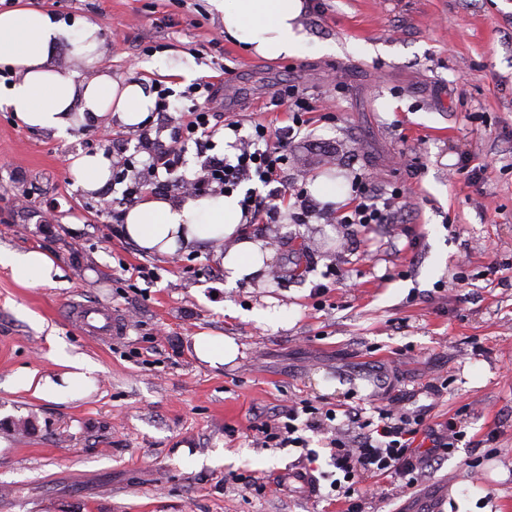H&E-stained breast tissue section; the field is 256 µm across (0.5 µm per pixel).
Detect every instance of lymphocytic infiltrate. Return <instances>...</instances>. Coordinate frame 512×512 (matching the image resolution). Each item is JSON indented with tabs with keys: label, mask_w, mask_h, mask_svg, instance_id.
I'll return each mask as SVG.
<instances>
[{
	"label": "lymphocytic infiltrate",
	"mask_w": 512,
	"mask_h": 512,
	"mask_svg": "<svg viewBox=\"0 0 512 512\" xmlns=\"http://www.w3.org/2000/svg\"><path fill=\"white\" fill-rule=\"evenodd\" d=\"M218 92V83L206 79L193 83L187 90L193 106L176 114L167 89H159L154 120L143 123L135 132L145 160L128 154L123 138L112 139L107 147L112 156V182L123 187L117 206L131 207L149 192L165 195L186 189L198 195H229L243 181L254 178L260 182V189L247 190L240 202L247 223L268 224L283 214L293 223H308L320 213V206L306 191L284 181L281 173L289 149L310 124L309 115L315 110L312 101L298 86L284 85L270 104L285 108L289 126L273 132L263 123H254L250 147L221 154L214 141L219 115L213 104ZM191 148L201 163L190 178L184 166ZM352 189L355 204L343 216V223L362 228L395 223L400 191L394 189L389 197H382L360 174L354 176ZM283 201L288 202V210L280 209ZM335 417V409L322 410L305 403L301 408L289 409L284 420L261 424L258 430L264 445L303 449L306 461L313 463L318 454L310 449L307 434L321 432ZM349 418L358 427L355 439L336 437L329 442L331 463L343 475L336 496L343 512H364L365 484L371 478L389 476L399 480L402 490L414 488L427 467L453 454L456 442L464 437L456 421H449L440 430L430 424L428 410L408 412L389 401L378 407L376 418L363 417L358 411L350 412Z\"/></svg>",
	"instance_id": "f902f5d3"
}]
</instances>
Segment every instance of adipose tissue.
I'll use <instances>...</instances> for the list:
<instances>
[{"label": "adipose tissue", "mask_w": 512, "mask_h": 512, "mask_svg": "<svg viewBox=\"0 0 512 512\" xmlns=\"http://www.w3.org/2000/svg\"><path fill=\"white\" fill-rule=\"evenodd\" d=\"M222 17L225 33L243 49L267 60L299 55L308 44L300 18L304 0H209ZM103 46L99 23L82 18L66 25L47 11L17 7L0 11V70L13 73L9 85H0V105L12 107L25 126L69 130L106 119L127 127L141 124L153 111L155 99L136 81H120L108 73L90 81L76 71L55 65L59 50L86 66L99 61ZM69 174L76 186L99 191L112 174V163L103 154L72 158ZM238 196L221 194L172 199L150 195L128 208L120 234L147 253L168 257L188 246L214 248L224 268L227 285L251 279L269 268L272 252L264 240L242 232ZM0 266L10 268L24 286L55 285L59 269L46 252L1 251ZM197 359L218 368L235 360V339L198 332L192 343ZM57 377L21 374L17 385L45 400L81 396L95 388L94 369L80 358H60Z\"/></svg>", "instance_id": "obj_1"}]
</instances>
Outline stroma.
<instances>
[{
    "instance_id": "35a3bbf8",
    "label": "stroma",
    "mask_w": 512,
    "mask_h": 512,
    "mask_svg": "<svg viewBox=\"0 0 512 512\" xmlns=\"http://www.w3.org/2000/svg\"><path fill=\"white\" fill-rule=\"evenodd\" d=\"M17 6L98 20L96 68L62 52L55 63L83 80L166 66L156 82L182 110L181 65L231 70L214 109L246 127L287 126L266 105L298 85L318 109L285 179L335 177L340 213L365 174L380 192L401 188L403 221L356 234L332 218L249 226L272 261L228 287L213 252L145 254L101 215L100 195L75 188L69 157L103 152L119 126L62 137L0 109V248L41 249L61 270L56 285L26 287L0 266V512H337L329 480L316 495L295 481L300 449L261 447L247 425L303 399L336 409L311 443L323 468L344 407L373 416L387 383L402 409L429 406L465 437L408 494L381 482L365 512H512V0H324L301 18L309 48L276 61L225 39L209 0H0ZM462 156L486 179L469 184ZM330 269L342 282L319 307L312 290ZM76 301L112 309L123 333L84 335ZM202 330L235 338L237 358L200 362ZM61 347L96 365L93 392L53 402L18 389L19 371L59 372Z\"/></svg>"
}]
</instances>
